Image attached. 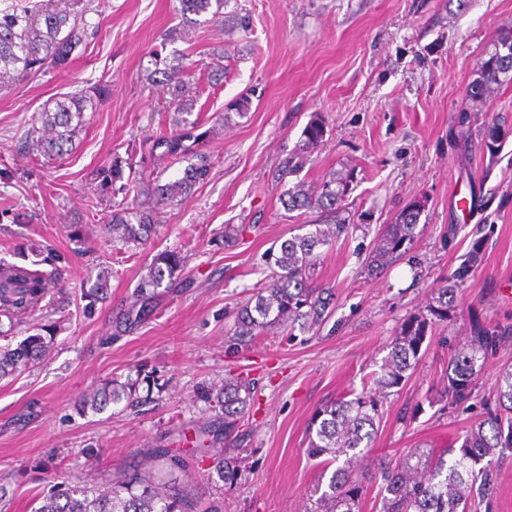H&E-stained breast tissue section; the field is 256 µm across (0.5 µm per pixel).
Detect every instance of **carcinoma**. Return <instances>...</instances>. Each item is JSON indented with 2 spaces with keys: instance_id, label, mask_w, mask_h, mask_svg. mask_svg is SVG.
Wrapping results in <instances>:
<instances>
[{
  "instance_id": "1",
  "label": "carcinoma",
  "mask_w": 512,
  "mask_h": 512,
  "mask_svg": "<svg viewBox=\"0 0 512 512\" xmlns=\"http://www.w3.org/2000/svg\"><path fill=\"white\" fill-rule=\"evenodd\" d=\"M81 0H26L0 9V85H6L38 72L47 65L63 67L76 44L82 38L79 11ZM182 14H211L217 18L227 0H179ZM512 73V35L499 38L494 51L485 59L478 77L468 88V96L477 100L500 84V76ZM163 84L171 87V100L176 108L188 112L192 108L191 84L185 81L186 71L173 67L163 72ZM90 99L71 95L55 101V106L41 113V127L30 135L33 150L43 156H60L85 124V112ZM195 122L183 120L178 129L158 137L151 151L159 157L181 162L193 154L195 143L203 137ZM325 119L317 116L302 131L303 148L316 147L325 135ZM507 135L503 124L494 121L483 128V141L490 154H495ZM303 154L285 160L278 169L277 179L285 180L299 171ZM131 162L115 154L110 163L98 171L101 185L115 187L124 179V170ZM210 173L208 161L186 167L181 177L164 184L155 183L153 193L160 204L180 202ZM351 173H333L315 190L298 183L281 196L288 212L317 211L332 215L326 227L314 225L304 235L281 242L278 250L265 254L271 275L236 315V335L244 342L274 329L295 328L310 331L321 327L330 315L335 293L329 287L314 283L309 271L319 256V249L330 246L348 232L349 225L341 217L346 210ZM420 201L411 200L395 222L385 226L369 256L367 272L377 276L385 266L397 260L416 237ZM116 238L141 244L151 236L155 218L151 211H133L123 203L113 205L110 219ZM482 262V246L475 242L465 260L435 289V297L427 312L440 320L448 319V308L454 301L456 282L463 281ZM183 266V257L172 250L156 254L149 266L147 280L141 286V307L129 309L125 321L133 323L149 308L152 294L146 288H158ZM52 280L38 270L23 266H0V312L8 315L35 310L51 288ZM108 277L100 275L84 297L93 305L104 299ZM427 318L415 315L401 326L392 341L390 351L374 379V388L364 389L351 399L342 398L318 410L309 424L308 452L313 457H325L331 465L343 464L334 470L327 489H314L317 498L305 512H360L364 486L354 478L351 464L367 456L366 449L377 433L380 423V395L397 388L419 361L426 337ZM512 344V322L477 324L468 344L459 349L448 362V385L445 396L448 405L460 406L474 394L476 382L488 355L504 343ZM50 345L37 333L16 346L0 347V380L29 365L45 360ZM140 379L129 378L123 383L106 382L84 400L83 405L100 411L108 404L132 402L139 391ZM497 406L487 416L475 422L467 432L459 453L445 448H415L391 465H380L385 484L379 512H480L490 503L495 490L498 470L492 458L512 457V366L495 374ZM224 423L232 426L245 413L251 398L250 386L242 381H224ZM196 504L171 490H161L149 476L118 481L102 489L87 490L78 486L59 485L42 498L37 512H194Z\"/></svg>"
}]
</instances>
